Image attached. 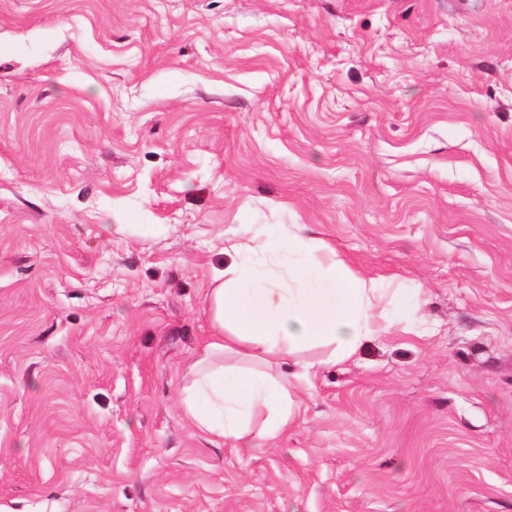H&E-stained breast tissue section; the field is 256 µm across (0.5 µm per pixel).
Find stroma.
Returning a JSON list of instances; mask_svg holds the SVG:
<instances>
[{"instance_id":"stroma-1","label":"stroma","mask_w":512,"mask_h":512,"mask_svg":"<svg viewBox=\"0 0 512 512\" xmlns=\"http://www.w3.org/2000/svg\"><path fill=\"white\" fill-rule=\"evenodd\" d=\"M231 224L420 291L250 448ZM0 512H512V0H0Z\"/></svg>"}]
</instances>
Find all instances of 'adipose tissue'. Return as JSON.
I'll use <instances>...</instances> for the list:
<instances>
[{"label": "adipose tissue", "instance_id": "1", "mask_svg": "<svg viewBox=\"0 0 512 512\" xmlns=\"http://www.w3.org/2000/svg\"><path fill=\"white\" fill-rule=\"evenodd\" d=\"M223 237L229 262L213 270L206 295L210 340L188 370L181 406L198 433L247 445L277 438L296 420L295 390L310 385L317 368L304 352L325 347L328 362H341L376 336V302L388 288L352 270L301 224L246 242L230 226ZM228 354L243 367H225ZM286 360L290 374L267 371Z\"/></svg>", "mask_w": 512, "mask_h": 512}]
</instances>
